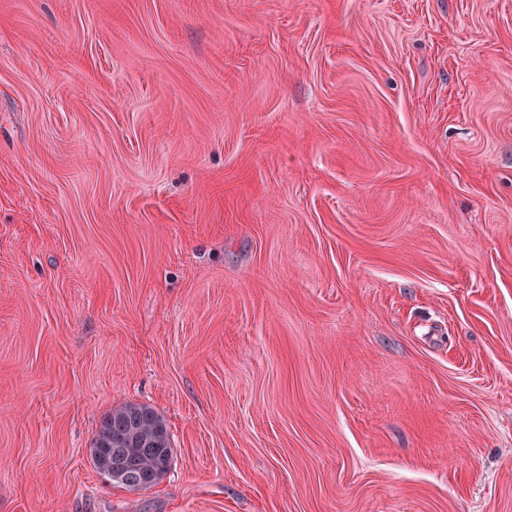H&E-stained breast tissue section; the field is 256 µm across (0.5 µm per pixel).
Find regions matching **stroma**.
<instances>
[{
	"instance_id": "stroma-1",
	"label": "stroma",
	"mask_w": 512,
	"mask_h": 512,
	"mask_svg": "<svg viewBox=\"0 0 512 512\" xmlns=\"http://www.w3.org/2000/svg\"><path fill=\"white\" fill-rule=\"evenodd\" d=\"M0 512H512V0H0ZM92 448H116L115 468H99L93 458L96 472L111 485L130 491H146L159 483L167 474L158 468L159 462H169L172 448L164 418L152 407L128 404L115 409L101 422L92 439ZM111 472L112 477L106 475Z\"/></svg>"
}]
</instances>
